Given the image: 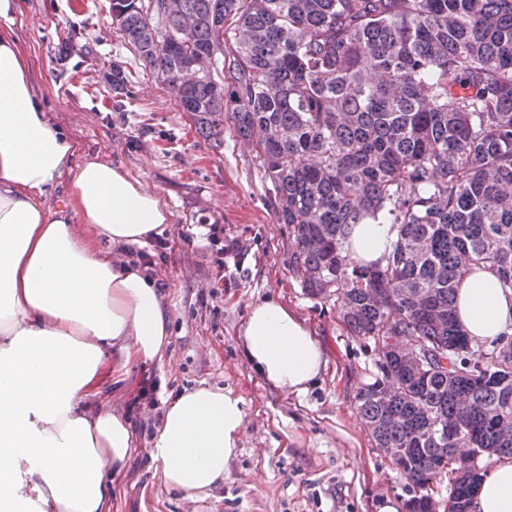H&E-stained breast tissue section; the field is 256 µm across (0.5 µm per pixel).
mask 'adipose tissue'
<instances>
[{
  "label": "adipose tissue",
  "mask_w": 512,
  "mask_h": 512,
  "mask_svg": "<svg viewBox=\"0 0 512 512\" xmlns=\"http://www.w3.org/2000/svg\"><path fill=\"white\" fill-rule=\"evenodd\" d=\"M15 0H0V512H103L135 444L127 417L104 409V381L163 363L170 315L144 268L113 262V246L144 244L171 213L161 194L120 166L90 159L69 169L75 143L47 121L10 32ZM72 170L67 203L46 194ZM89 232L78 231V224ZM392 225H353L350 263L378 262ZM472 344L512 334V289L472 266L456 291ZM257 374L302 396L323 353L280 303L251 304L241 336ZM245 402L230 387L165 397L149 456L167 487L192 498L223 483L245 430ZM472 512H512V457L483 477Z\"/></svg>",
  "instance_id": "adipose-tissue-1"
}]
</instances>
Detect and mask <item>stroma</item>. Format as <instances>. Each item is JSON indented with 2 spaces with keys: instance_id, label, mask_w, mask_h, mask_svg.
Instances as JSON below:
<instances>
[{
  "instance_id": "1",
  "label": "stroma",
  "mask_w": 512,
  "mask_h": 512,
  "mask_svg": "<svg viewBox=\"0 0 512 512\" xmlns=\"http://www.w3.org/2000/svg\"><path fill=\"white\" fill-rule=\"evenodd\" d=\"M109 5L17 0L13 25L49 123L77 145L73 165L111 160L157 189L173 213L153 266L171 342L163 364L131 368L108 398L129 416L138 445L108 512H379L386 503L408 512L407 481L376 448L357 407L375 370L372 347L347 334L333 301L307 297L289 272L293 241L249 148L229 132L220 143L198 134L113 26ZM115 64L134 80L120 108L107 78ZM205 224L223 225L225 241L240 245L225 255L220 279ZM266 298L294 313L324 349L326 366L303 396L266 383L243 353L249 306ZM146 378L162 395L203 385L244 398V440L222 485L187 498L163 484L148 454L160 409H127Z\"/></svg>"
}]
</instances>
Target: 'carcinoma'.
I'll list each match as a JSON object with an SVG mask.
<instances>
[{
    "label": "carcinoma",
    "mask_w": 512,
    "mask_h": 512,
    "mask_svg": "<svg viewBox=\"0 0 512 512\" xmlns=\"http://www.w3.org/2000/svg\"><path fill=\"white\" fill-rule=\"evenodd\" d=\"M112 14L205 139L227 126L255 151L289 270L373 344L358 408L376 447L404 449L408 512H433L423 487L443 478L450 512H471L484 473L456 449L512 455V335L475 364L455 309L470 263L512 289V0H179L163 17L112 0ZM130 83L112 65L116 96ZM381 212L391 250L350 266L352 225ZM382 336L417 338L430 368L403 366Z\"/></svg>",
    "instance_id": "1"
}]
</instances>
